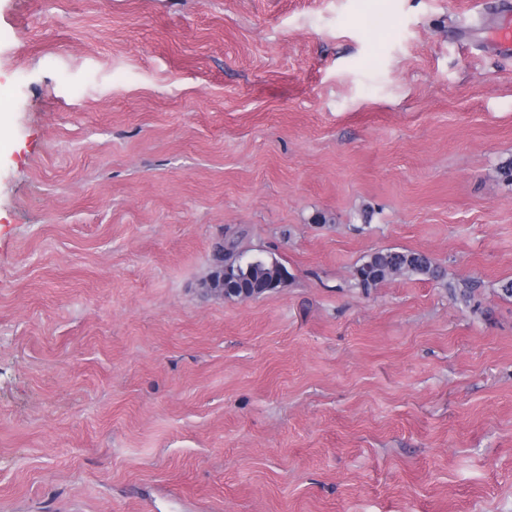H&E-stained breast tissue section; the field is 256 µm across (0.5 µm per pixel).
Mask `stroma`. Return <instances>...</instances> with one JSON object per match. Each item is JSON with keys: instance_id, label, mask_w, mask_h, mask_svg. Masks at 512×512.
I'll use <instances>...</instances> for the list:
<instances>
[{"instance_id": "1", "label": "stroma", "mask_w": 512, "mask_h": 512, "mask_svg": "<svg viewBox=\"0 0 512 512\" xmlns=\"http://www.w3.org/2000/svg\"><path fill=\"white\" fill-rule=\"evenodd\" d=\"M508 7L0 0V512H512ZM215 265L211 277L219 282L221 276L234 278V285L239 288H257L251 298L260 297L278 288L287 278V267L275 257L255 255L246 258L244 252L234 244L230 246L224 241L214 245ZM399 275H422L430 279H442L444 274L426 253L399 248H386L367 255L354 268L355 285L370 290Z\"/></svg>"}]
</instances>
